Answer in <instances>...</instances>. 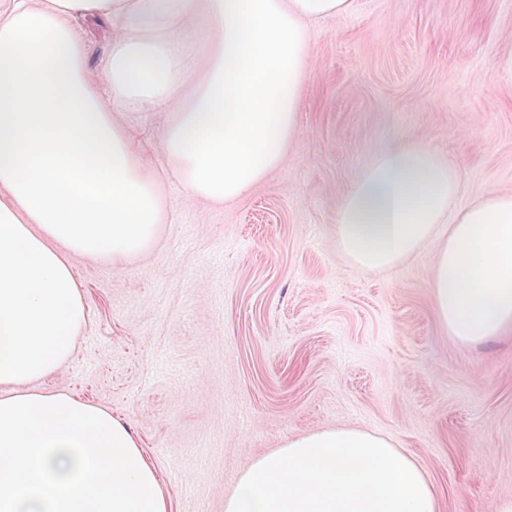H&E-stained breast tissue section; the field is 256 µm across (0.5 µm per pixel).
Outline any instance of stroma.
<instances>
[{
	"label": "stroma",
	"mask_w": 512,
	"mask_h": 512,
	"mask_svg": "<svg viewBox=\"0 0 512 512\" xmlns=\"http://www.w3.org/2000/svg\"><path fill=\"white\" fill-rule=\"evenodd\" d=\"M87 68L112 46L80 24ZM299 131L265 182L215 208L187 196L160 148L164 115L133 116L168 208L152 247L81 259L86 321L35 384L108 408L138 435L170 512H224L241 472L285 438L385 435L424 468L442 512L512 498V333L458 343L438 319L437 240L367 272L336 245L343 199L382 146L428 141L461 170L458 206L512 193V0H352L310 26Z\"/></svg>",
	"instance_id": "35a3bbf8"
}]
</instances>
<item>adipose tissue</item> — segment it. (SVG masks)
Listing matches in <instances>:
<instances>
[{
    "label": "adipose tissue",
    "mask_w": 512,
    "mask_h": 512,
    "mask_svg": "<svg viewBox=\"0 0 512 512\" xmlns=\"http://www.w3.org/2000/svg\"><path fill=\"white\" fill-rule=\"evenodd\" d=\"M351 0H0V512H168L131 427L70 393L29 390L63 367L84 322L77 258L146 252L166 218L131 114L166 115L161 149L213 207L280 164L299 129L309 24ZM112 25L100 76L78 23ZM455 163L394 143L343 199L336 244L398 267L447 224L438 317L462 344L512 330V194L464 208ZM224 512H440L423 468L378 434L329 429L256 459Z\"/></svg>",
    "instance_id": "1"
}]
</instances>
